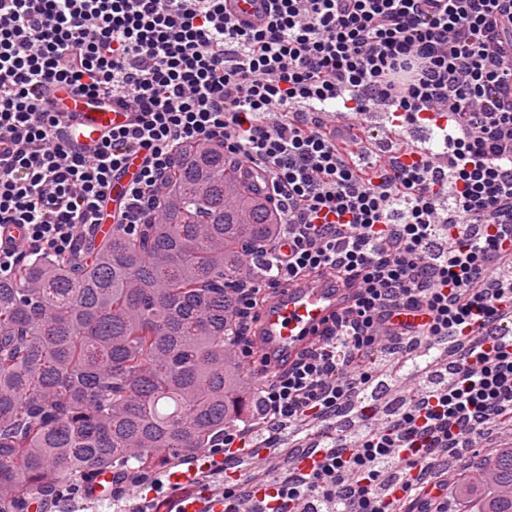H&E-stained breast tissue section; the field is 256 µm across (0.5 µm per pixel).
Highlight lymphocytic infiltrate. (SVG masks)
<instances>
[{
  "instance_id": "obj_1",
  "label": "lymphocytic infiltrate",
  "mask_w": 512,
  "mask_h": 512,
  "mask_svg": "<svg viewBox=\"0 0 512 512\" xmlns=\"http://www.w3.org/2000/svg\"><path fill=\"white\" fill-rule=\"evenodd\" d=\"M225 0H0V277L93 238L112 177L140 156L117 223L144 224L189 143H220L269 176L282 215L261 276L239 288L241 323L271 289L315 273L362 278L354 310L261 389L276 437L355 410L352 440L326 438L308 474L260 485L259 512H401L447 491L438 468L512 419V0H269L267 22ZM58 87L129 112L99 143L68 140L44 103ZM433 128L400 167L362 160L340 114ZM426 322L395 323L405 309ZM454 347L444 374L374 422L362 395L377 354Z\"/></svg>"
}]
</instances>
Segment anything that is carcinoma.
I'll return each instance as SVG.
<instances>
[{
  "instance_id": "1",
  "label": "carcinoma",
  "mask_w": 512,
  "mask_h": 512,
  "mask_svg": "<svg viewBox=\"0 0 512 512\" xmlns=\"http://www.w3.org/2000/svg\"><path fill=\"white\" fill-rule=\"evenodd\" d=\"M281 215L224 146H185L154 221L0 279V512L98 469L136 481L224 438L257 392L231 356L229 285L254 277ZM442 357L399 378L427 382ZM448 479L471 512H512V448Z\"/></svg>"
}]
</instances>
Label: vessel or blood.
<instances>
[{
	"instance_id": "b4317fda",
	"label": "vessel or blood",
	"mask_w": 512,
	"mask_h": 512,
	"mask_svg": "<svg viewBox=\"0 0 512 512\" xmlns=\"http://www.w3.org/2000/svg\"><path fill=\"white\" fill-rule=\"evenodd\" d=\"M231 12L243 20L260 21L267 11V0H231ZM50 112L71 117L77 143L97 144L102 135L118 123L128 122L126 113L68 88H59L46 102ZM139 171L137 158H130L117 172L108 188L113 206H120L125 190ZM356 281L331 276H312L278 289L262 317L256 342L258 359L270 364L291 362L310 341L329 328L337 315L354 303Z\"/></svg>"
}]
</instances>
